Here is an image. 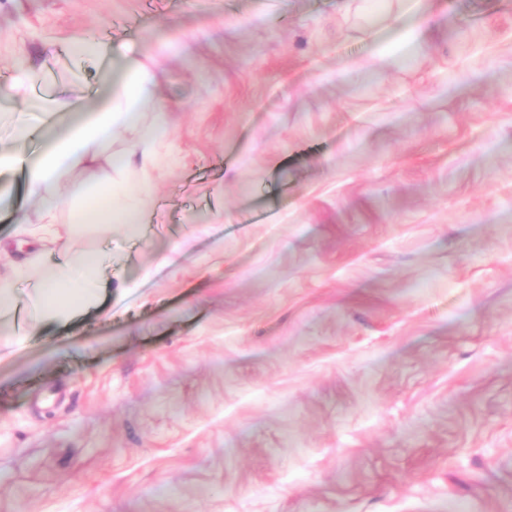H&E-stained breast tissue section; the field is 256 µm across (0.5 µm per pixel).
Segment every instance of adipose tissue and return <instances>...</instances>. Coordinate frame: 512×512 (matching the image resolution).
<instances>
[{"label":"adipose tissue","instance_id":"obj_1","mask_svg":"<svg viewBox=\"0 0 512 512\" xmlns=\"http://www.w3.org/2000/svg\"><path fill=\"white\" fill-rule=\"evenodd\" d=\"M120 69L122 77L109 91L100 112L65 135L56 133L55 123L44 125L50 144L41 156L28 160L17 152L0 150V171L25 168L29 194L38 200L46 214H53L58 205L52 183L65 171L93 160L96 147L111 136L115 127L137 125L147 105H154V76L145 63L129 58ZM154 107L155 115L146 136L150 143L163 140L169 134L163 106ZM128 195L126 182L112 177L91 185H75L71 193L74 200L71 222L76 226L111 224L114 213L127 212ZM100 263L99 256L90 253L81 257L77 264L46 269L43 299L39 304L41 314L66 315L88 300L97 282Z\"/></svg>","mask_w":512,"mask_h":512}]
</instances>
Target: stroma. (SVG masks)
<instances>
[{
	"label": "stroma",
	"mask_w": 512,
	"mask_h": 512,
	"mask_svg": "<svg viewBox=\"0 0 512 512\" xmlns=\"http://www.w3.org/2000/svg\"><path fill=\"white\" fill-rule=\"evenodd\" d=\"M419 6L378 74L400 0H0L1 148L43 149L17 108L99 109L81 36L160 57L170 126L133 238L72 231L69 189L142 130L50 223L0 172V277L103 259L67 317L29 319L33 270L0 318V512H512V0ZM432 21L428 13L416 10L407 21L402 39L406 45L412 49L419 48L425 38V30L430 26Z\"/></svg>",
	"instance_id": "obj_1"
}]
</instances>
